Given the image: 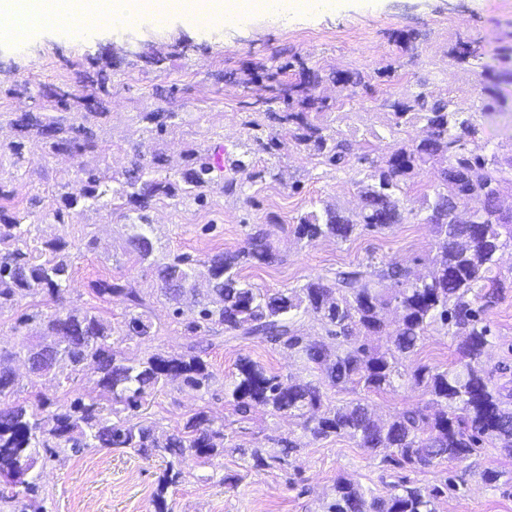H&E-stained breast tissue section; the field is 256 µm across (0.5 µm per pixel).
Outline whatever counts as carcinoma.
<instances>
[{
    "mask_svg": "<svg viewBox=\"0 0 512 512\" xmlns=\"http://www.w3.org/2000/svg\"><path fill=\"white\" fill-rule=\"evenodd\" d=\"M279 73L275 69L270 78L291 103L288 111L268 112L266 118L319 161L348 166L353 143L330 123L308 121V113L331 109L327 99L316 94L325 77L308 71L303 81L285 86L277 82ZM44 97L60 115L25 112L11 121L15 129L41 139L49 155L98 147L94 127L103 115L100 103L85 102L86 112L70 120L62 112L68 110L69 101L80 99L78 94L49 88ZM384 106L393 110L398 128L423 123L422 138L397 144L381 162L359 157L373 172L358 183L362 207L356 218L327 207L301 215L293 232L300 240L347 241L359 228L381 233L402 224L407 216L398 196L401 184L416 169L431 165L436 168L437 184L433 194L424 197L423 210L424 221L436 230L437 242L429 259L432 274L425 281L409 265L390 262L338 269L329 279H311L299 288H257L238 266L243 259L266 266L279 262L273 231L267 228L248 234L241 249L215 253L198 265L183 256L161 262L155 259L146 211L161 198L201 205L216 187L224 193L236 191L235 178L221 175L223 168L196 149L184 155L183 164L173 173L162 152L148 157L137 147L129 165L118 174L110 168L77 171L80 192L61 194L64 207L91 209L109 193L125 201L135 214L127 244L140 260H153L174 315L181 314L182 301L193 291L192 281L201 266L206 268L209 288L197 301V319L189 326L197 340L187 354L177 357L160 353L141 359L117 357L109 343L111 322L92 310L64 315L36 311L19 318L20 326L42 321L45 333L58 337L59 345L48 349L40 342H27L15 352L0 351V508L10 505L17 496L14 488L22 486L28 495L27 512H45L31 480L39 451L53 457L67 449L78 453L107 448L131 450L146 459H168L154 496L156 512H165V494L178 483L181 464L193 460L205 465L224 453V425H215L201 411L181 428L160 431L141 418L140 410L148 392L169 382L180 380L196 391L210 387L213 374L200 355L198 337L215 326L224 327L233 339L286 349L321 375L318 382L295 381L242 357L224 392L237 415L245 417L266 408L296 416L302 420L304 436L312 441L343 437L370 454L384 451L381 463L387 471L417 473L441 460L467 458L486 442L512 455V379L492 382L493 372L504 376L512 367L503 360L491 371L483 361L493 336L484 312L505 288L489 273L498 252L512 246V223L503 221L498 205L500 194L512 185V152H469L464 139L482 131L478 113L452 110L451 101L425 83L401 100L385 99ZM174 118L173 112L141 116L159 133ZM23 159V141L0 142V167L6 161L17 168ZM471 197L482 201L480 221L465 224L457 219V207ZM33 216L30 209L10 215L0 210V311L18 306L27 296L59 301L66 292L74 253L62 239L32 247V225L26 220ZM96 292L118 297L125 304L129 310L126 335L143 340L154 335L139 289L103 280ZM389 308L397 313L394 323L386 320ZM305 315L320 322L324 336L310 340L300 333L299 322ZM431 328L452 330L461 337L458 358L449 369L413 363ZM373 336L385 338V344H373ZM17 359L28 363L38 377L54 375L62 362L74 374L90 368L99 374L98 393L87 402L77 397L46 415L41 404L7 402L5 398L15 394L12 364ZM402 379L424 389L429 395L426 405L390 419L378 417L363 398L324 405L325 383L341 390L360 387L378 393L393 389ZM280 443V455L270 458L262 448L250 449L254 466L280 462L300 448L290 438ZM447 493L446 482L422 486L405 475L391 483L387 495L376 496L341 477L322 512H436L435 501Z\"/></svg>",
    "mask_w": 512,
    "mask_h": 512,
    "instance_id": "cac0c4a2",
    "label": "carcinoma"
}]
</instances>
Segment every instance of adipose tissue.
<instances>
[{
	"mask_svg": "<svg viewBox=\"0 0 512 512\" xmlns=\"http://www.w3.org/2000/svg\"><path fill=\"white\" fill-rule=\"evenodd\" d=\"M44 4L45 0H0V39L15 41L22 35L31 36L34 22L42 18ZM58 8L66 21L102 16L119 27L147 15L162 21L178 15L196 24L220 16L229 24L257 12L285 16L309 10L337 13L343 4L341 0H184L181 7L172 10L165 0H58Z\"/></svg>",
	"mask_w": 512,
	"mask_h": 512,
	"instance_id": "adipose-tissue-1",
	"label": "adipose tissue"
}]
</instances>
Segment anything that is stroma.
I'll return each instance as SVG.
<instances>
[{"mask_svg":"<svg viewBox=\"0 0 512 512\" xmlns=\"http://www.w3.org/2000/svg\"><path fill=\"white\" fill-rule=\"evenodd\" d=\"M462 40L476 50L475 58L465 63L453 58ZM274 65L283 67L284 80L293 83L308 69L323 75L367 74L365 88L326 81L320 89L338 105L331 115L336 129L369 159L383 158L395 143L422 137L421 126L396 128L390 109L381 105L382 99L401 97L420 83L447 93L458 111L481 113L484 132L468 141L469 150L480 155L512 150V0H348L338 15L265 14L236 25L215 22L201 29L178 19L163 25L143 19L126 28L90 33L41 30L26 43H2L0 141L15 138L11 121L16 115L39 111L43 87L91 93L94 80L104 81L107 92L102 101L108 116L99 132L105 150L76 157L49 155L33 137L25 144L23 167L0 170V178L14 189L4 203L6 210H25L31 197H39L33 219L37 242L62 237L80 248L64 303L35 295L0 311L1 350L15 351L23 341L38 340V323L16 324L37 305L48 313L99 311L112 324V349L121 357L141 358L153 351L187 353L191 340L186 326L197 308L185 300L181 316H174L154 267L127 248L130 227L123 210L106 196L96 209L76 208L63 211V220L55 218L61 206L58 183L67 180L72 190H79L74 177L82 166L121 171L134 145L148 154L165 153L176 167L186 150L208 148L219 138L228 158L247 164L238 175L240 192L211 193L202 207L166 199L150 210L158 259L187 254L203 260L239 248L251 229L264 227L274 231L280 262L242 270L263 289L297 288L371 258L402 261L418 274L428 273L427 258L436 237L432 226L416 214L425 195L433 191L434 175L428 167L408 180L401 193L412 211L404 223L346 241L295 237L293 226L306 212L332 206L357 214L358 183L369 168L366 163L345 169L320 163L287 136L280 137L275 154L261 149L259 138L270 132L262 124L264 109H288L276 98L268 77ZM143 112L177 113V125L162 135L150 132L139 119ZM254 120L261 122V129L251 128ZM106 279L141 289L157 329L153 338L126 336L124 305L95 291L97 282ZM486 318L494 331L486 364L504 357L512 361V288L503 289ZM203 345V358L214 374L209 391L172 382L150 397L143 412L164 431L201 411L225 426L224 455L209 465L190 461L182 466L179 482L166 495L169 512H318L340 477L359 482L374 494L388 493L391 479L384 476L377 458L349 439L306 441L296 418L263 409L235 421L224 401V387L240 357L284 376L314 379L302 360L266 343L229 338L220 327L204 337ZM457 347L452 333L431 330L415 361L444 367L456 359ZM13 368L17 398L38 395L50 410L75 397L87 400L96 394L95 376L89 370L74 376L63 365L53 380L31 374L20 360ZM366 400L386 418L424 405L428 396L422 388L401 381L393 390L367 394ZM278 435L301 440L303 446L284 464L253 467L246 449L259 446L276 452L272 439ZM164 467L159 458L147 461L87 448L40 459L34 474L46 512H154L153 494ZM486 470L512 476V457L487 445L465 460L441 462L414 478L424 486L450 482L448 494L435 503L437 512H512V484H485L481 474Z\"/></svg>","mask_w":512,"mask_h":512,"instance_id":"stroma-1","label":"stroma"}]
</instances>
